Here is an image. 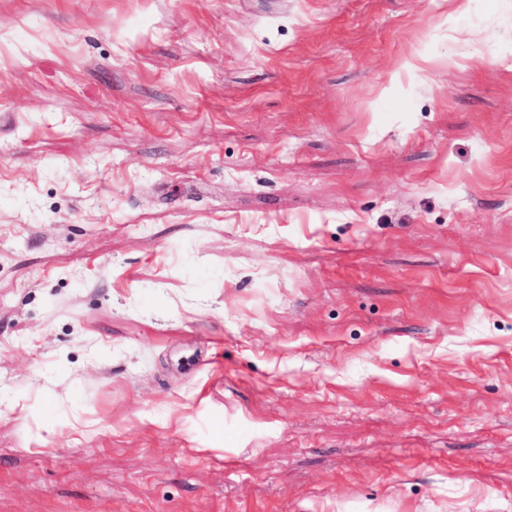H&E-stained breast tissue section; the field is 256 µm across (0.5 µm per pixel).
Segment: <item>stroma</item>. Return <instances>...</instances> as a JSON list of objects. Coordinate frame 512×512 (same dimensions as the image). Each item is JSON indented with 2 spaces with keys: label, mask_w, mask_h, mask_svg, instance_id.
<instances>
[{
  "label": "stroma",
  "mask_w": 512,
  "mask_h": 512,
  "mask_svg": "<svg viewBox=\"0 0 512 512\" xmlns=\"http://www.w3.org/2000/svg\"><path fill=\"white\" fill-rule=\"evenodd\" d=\"M0 512H512V0H0Z\"/></svg>",
  "instance_id": "1"
}]
</instances>
